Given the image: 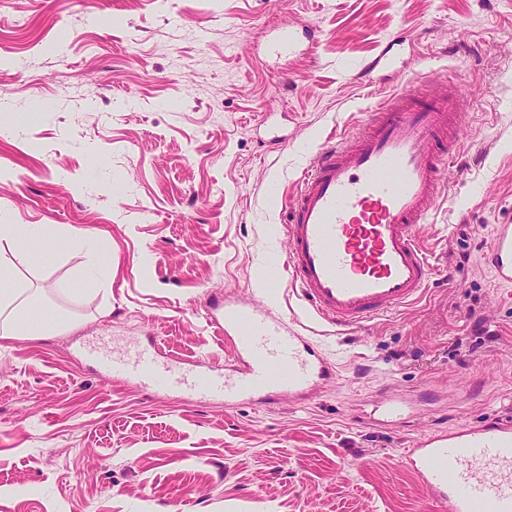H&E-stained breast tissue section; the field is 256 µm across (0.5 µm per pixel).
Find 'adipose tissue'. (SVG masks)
Masks as SVG:
<instances>
[{
    "label": "adipose tissue",
    "instance_id": "obj_1",
    "mask_svg": "<svg viewBox=\"0 0 512 512\" xmlns=\"http://www.w3.org/2000/svg\"><path fill=\"white\" fill-rule=\"evenodd\" d=\"M8 237L17 261L29 263L70 248L75 253L89 252L94 239L79 227L67 229L47 225L0 224V238ZM34 291L9 276L0 277V336L40 335L58 330L62 319L37 310Z\"/></svg>",
    "mask_w": 512,
    "mask_h": 512
}]
</instances>
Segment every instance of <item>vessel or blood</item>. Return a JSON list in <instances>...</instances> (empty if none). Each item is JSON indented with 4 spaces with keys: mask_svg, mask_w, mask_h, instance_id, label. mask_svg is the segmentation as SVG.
<instances>
[{
    "mask_svg": "<svg viewBox=\"0 0 512 512\" xmlns=\"http://www.w3.org/2000/svg\"><path fill=\"white\" fill-rule=\"evenodd\" d=\"M313 26L282 28L277 48L294 53ZM472 104L447 80H419L375 109L355 134L324 145L285 197L284 258L291 291L314 318L337 332L362 326L417 300L432 265L416 234L444 197L461 144V112ZM486 262L496 287L512 288V224L493 227ZM216 326L234 340L240 370L217 375L182 366L156 346L86 349L108 373L159 392L183 391L225 403L298 400L335 371L309 337L261 303L225 299ZM405 459L447 512H512V418L427 434Z\"/></svg>",
    "mask_w": 512,
    "mask_h": 512,
    "instance_id": "b4317fda",
    "label": "vessel or blood"
}]
</instances>
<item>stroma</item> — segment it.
I'll return each mask as SVG.
<instances>
[{
	"label": "stroma",
	"instance_id": "35a3bbf8",
	"mask_svg": "<svg viewBox=\"0 0 512 512\" xmlns=\"http://www.w3.org/2000/svg\"><path fill=\"white\" fill-rule=\"evenodd\" d=\"M309 23L314 56L274 53L279 28ZM444 76L473 109L450 196L417 227L430 286L347 335L318 326L338 375L316 396L156 395L87 355L152 341L235 371L212 323L228 297L304 331L297 298L262 282L281 193L379 97ZM509 223L512 0H0V224L74 225L97 248L25 265L0 249L70 322L0 338V512H445L402 454L432 427L512 416V299L482 261ZM390 397L419 415L370 420Z\"/></svg>",
	"mask_w": 512,
	"mask_h": 512
}]
</instances>
